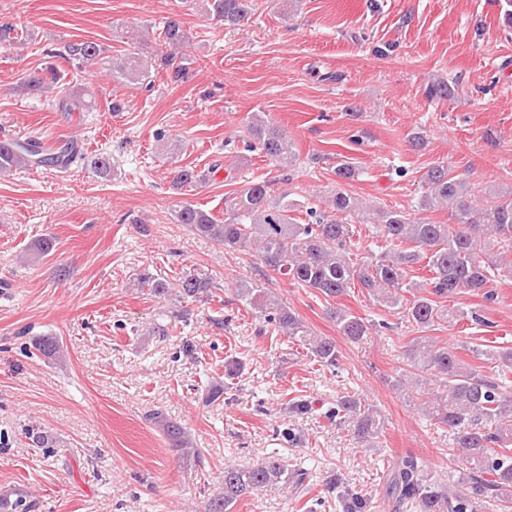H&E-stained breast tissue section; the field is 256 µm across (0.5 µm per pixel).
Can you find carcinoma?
<instances>
[{
  "label": "carcinoma",
  "instance_id": "cac0c4a2",
  "mask_svg": "<svg viewBox=\"0 0 512 512\" xmlns=\"http://www.w3.org/2000/svg\"><path fill=\"white\" fill-rule=\"evenodd\" d=\"M255 11V0H205L204 4L207 20L234 28L246 24ZM159 38L157 65L145 64L139 56H127L112 60V72L127 81L144 82L173 65L176 50L188 39L178 14L166 18ZM104 51L102 45L93 41L73 43L66 48L80 66L95 63ZM65 78L59 68L48 66L29 72L23 86L44 93ZM425 96L430 101L447 100L455 96V89L445 78L437 77L426 86ZM54 106L59 112H87L92 103L83 91L74 89ZM245 130L251 151H258L276 163L295 159L294 144L287 132L263 114H248ZM85 159L83 146L75 137L61 139L49 147L38 138L0 140L3 175L38 167L66 170ZM219 169L214 164L206 172L189 167L174 172L171 187L179 196L174 204L176 221L228 249L254 251L272 272L326 298L345 295L351 284L357 282L379 304L401 310L404 319L417 327L426 328L437 321L453 326L465 317L483 325L485 319L477 312L443 308L435 298L468 293L493 303L498 298L490 288L494 278L501 272H512L511 262L485 259L494 249L500 255H512V194H498L481 204L466 178L453 174L444 164L430 167L422 176L424 192L420 207H448L449 224L412 218L397 209L363 206L342 188L328 193L324 208L312 207L304 200L292 198L286 189L275 192L268 180L247 181L233 195L224 197V221L220 222L182 199L188 189L206 183ZM335 174L336 184L342 185L355 180L359 170L341 162ZM302 213L306 215L305 222L300 217ZM352 215L384 241L380 252L369 253L360 262L351 259L355 246L353 225L344 221V217ZM422 261L430 273L425 284L406 281L407 270ZM138 286L149 288L150 294L158 299L173 295L180 302H193L210 295L213 281L206 274L196 273L184 276L174 285L160 275L143 274L138 278ZM420 286L425 293L414 295L413 290ZM236 295L264 322L299 341L307 356L326 367L338 365L335 339L312 335L293 311L272 299L267 289L241 283ZM329 314L348 340L359 341L367 335L368 326L362 318L339 307L329 309ZM33 348L45 358L62 359L61 345L53 337L35 339ZM461 348L478 360L496 364V371L486 375L480 367L461 361L456 347L420 336L406 353L408 370L394 381L396 390H411L408 403L447 429L452 447L459 449L469 463L468 473L453 488L440 479L424 480V462L420 457L406 454L397 458L387 495L393 508L400 512H483L491 500L503 503L505 508L512 504V347L483 348L464 343ZM240 371V363L228 362L224 366L225 382L212 385L207 400L219 399ZM331 417L352 426L355 437L367 443L384 429L377 410L356 394L338 397ZM151 420L161 427L176 456L201 460V450L192 447L182 425L159 413L153 414ZM291 480L299 485L303 474L289 473L276 455L248 468L226 464L222 486L209 495L204 512H231L238 500ZM342 502L343 512H367L369 506L365 496L353 492L344 494ZM36 509L38 502L27 491L0 489V512Z\"/></svg>",
  "mask_w": 512,
  "mask_h": 512
}]
</instances>
